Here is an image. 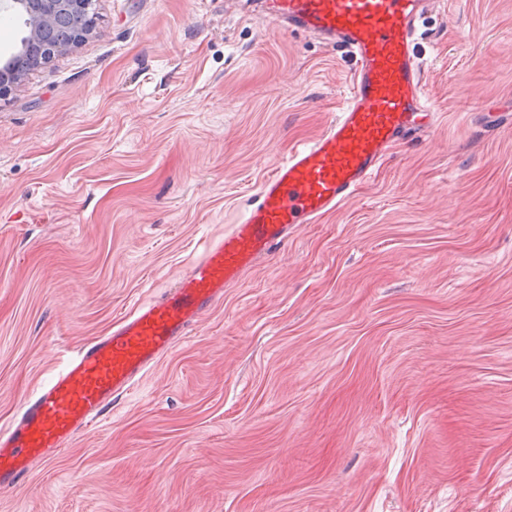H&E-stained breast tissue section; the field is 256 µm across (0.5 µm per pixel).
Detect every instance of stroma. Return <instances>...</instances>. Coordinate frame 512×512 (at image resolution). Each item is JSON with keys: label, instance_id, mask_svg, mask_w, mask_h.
<instances>
[{"label": "stroma", "instance_id": "obj_1", "mask_svg": "<svg viewBox=\"0 0 512 512\" xmlns=\"http://www.w3.org/2000/svg\"><path fill=\"white\" fill-rule=\"evenodd\" d=\"M0 98V424L339 112L261 0H96ZM436 113L0 512H512V0H439Z\"/></svg>", "mask_w": 512, "mask_h": 512}]
</instances>
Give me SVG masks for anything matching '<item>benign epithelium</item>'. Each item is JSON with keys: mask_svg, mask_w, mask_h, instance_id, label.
<instances>
[{"mask_svg": "<svg viewBox=\"0 0 512 512\" xmlns=\"http://www.w3.org/2000/svg\"><path fill=\"white\" fill-rule=\"evenodd\" d=\"M93 0H13L11 7L20 10L27 17L29 38L33 43L52 42V51L45 56H28L23 66L13 64L0 66V97H4L11 86L27 74L47 64L54 55L64 53L84 42L92 33L86 28L66 42L54 39L60 21L82 13L92 14Z\"/></svg>", "mask_w": 512, "mask_h": 512, "instance_id": "1", "label": "benign epithelium"}]
</instances>
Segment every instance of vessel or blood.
<instances>
[{"instance_id": "1", "label": "vessel or blood", "mask_w": 512, "mask_h": 512, "mask_svg": "<svg viewBox=\"0 0 512 512\" xmlns=\"http://www.w3.org/2000/svg\"><path fill=\"white\" fill-rule=\"evenodd\" d=\"M427 2L263 0L275 25L348 48L354 70L341 112L316 138L291 148L261 180L245 215L208 241L170 288L83 343L23 400L0 429V490L19 486L33 465L59 457L188 336L227 288L301 225L350 200L404 136L434 126L413 51L415 23Z\"/></svg>"}]
</instances>
